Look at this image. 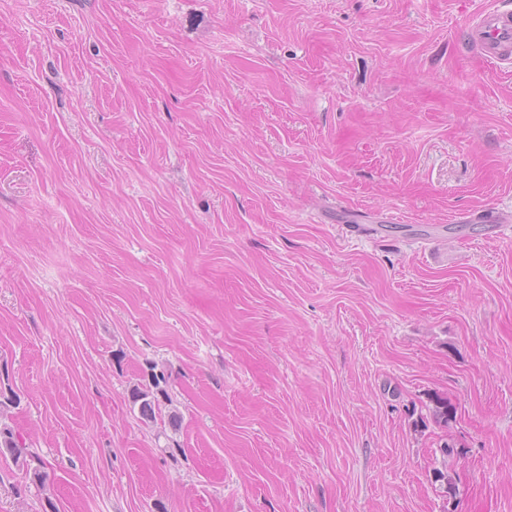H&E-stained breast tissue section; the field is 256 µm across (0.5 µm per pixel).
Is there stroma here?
<instances>
[{"label": "stroma", "instance_id": "obj_1", "mask_svg": "<svg viewBox=\"0 0 512 512\" xmlns=\"http://www.w3.org/2000/svg\"><path fill=\"white\" fill-rule=\"evenodd\" d=\"M488 3L0 0V395L53 465L0 512H512ZM167 377L164 372L151 373L148 385L134 388L131 391L132 404L138 405V412L141 419L154 421L159 414L160 405L163 400L168 401L166 390ZM426 396L427 401L422 403L420 412L413 421V426L420 435H424L429 428H432L431 432L437 437L434 444L442 459L446 460L448 456L458 454L454 443L448 442V424L455 420L456 407L448 399V396L437 392H430Z\"/></svg>", "mask_w": 512, "mask_h": 512}]
</instances>
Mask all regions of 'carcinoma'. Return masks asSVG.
Listing matches in <instances>:
<instances>
[{
  "label": "carcinoma",
  "mask_w": 512,
  "mask_h": 512,
  "mask_svg": "<svg viewBox=\"0 0 512 512\" xmlns=\"http://www.w3.org/2000/svg\"><path fill=\"white\" fill-rule=\"evenodd\" d=\"M166 385L165 373L153 372L148 384L131 391L132 404L138 407L141 419L145 421L156 419L161 402L168 400ZM19 402L20 399L17 396L0 401V455H9L36 487L44 489L49 484V470L52 466L27 448L26 443L20 440V436L5 423L9 407H15ZM455 417L456 407L448 397L430 392L427 394V401L422 403L421 411L413 421L415 431L421 435L430 429L435 431V445L442 460L441 466L433 469L432 482L439 486V491L444 497L454 492L456 484V479L448 473V457L458 453L454 443L448 441V424L455 420Z\"/></svg>",
  "instance_id": "1"
}]
</instances>
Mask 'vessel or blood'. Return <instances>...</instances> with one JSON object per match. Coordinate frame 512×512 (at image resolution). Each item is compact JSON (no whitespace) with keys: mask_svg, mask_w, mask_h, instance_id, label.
<instances>
[{"mask_svg":"<svg viewBox=\"0 0 512 512\" xmlns=\"http://www.w3.org/2000/svg\"><path fill=\"white\" fill-rule=\"evenodd\" d=\"M465 38L471 52L500 68L512 67V0H491L470 19Z\"/></svg>","mask_w":512,"mask_h":512,"instance_id":"obj_1","label":"vessel or blood"}]
</instances>
